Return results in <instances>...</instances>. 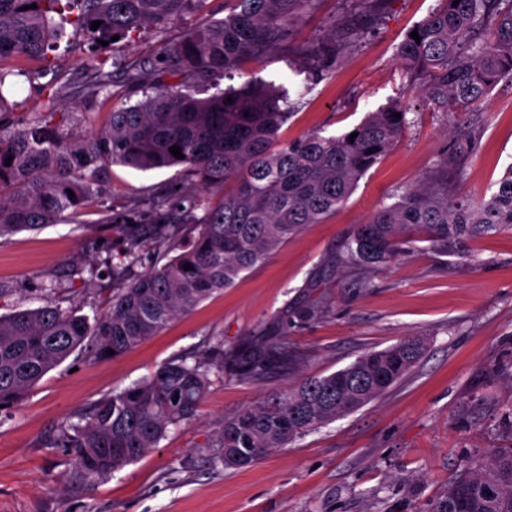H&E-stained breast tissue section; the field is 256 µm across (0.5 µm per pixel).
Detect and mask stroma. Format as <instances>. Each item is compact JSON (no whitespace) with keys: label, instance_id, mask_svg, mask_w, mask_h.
<instances>
[{"label":"stroma","instance_id":"35a3bbf8","mask_svg":"<svg viewBox=\"0 0 512 512\" xmlns=\"http://www.w3.org/2000/svg\"><path fill=\"white\" fill-rule=\"evenodd\" d=\"M438 5L387 0L366 39L316 79L304 51L354 20L350 0H320L293 26L287 47L221 78L224 89L253 78L301 97L280 130L283 142L318 131L341 134L398 97L410 107L407 126L325 222L305 226L232 287L127 353L97 359L76 350L16 409L0 412V512H432L466 460L512 448V232L465 241L454 255L419 240L409 254L372 272L335 263L356 225L452 154L465 123H474L477 145L457 163L455 197H489L512 165V81H500L479 111L435 112L398 60L405 34ZM201 21V14L185 13L164 32L147 31L105 55L141 65L155 59L160 42L177 40ZM86 56L83 35L67 29L55 70L45 77L59 107L78 105L80 136L100 129L108 112L80 90ZM48 93L19 76L8 98L32 112ZM192 184L178 166L141 172L116 165L106 195L118 214L137 205L138 223L147 224L152 213L144 199H166ZM125 245L118 228L93 209L77 224L63 217L15 234L0 245V313L60 299L77 314L94 316L112 290L98 271ZM306 301L325 302L328 315L288 322ZM266 336L282 337L302 354L305 376L328 375L366 351L412 336L423 338L426 350L375 401L246 469L225 467L208 443L225 415L283 391L290 376L274 373L260 383L215 379L196 422L170 429L152 453L93 482L82 477L73 449L51 446L63 422L160 364L220 339Z\"/></svg>","mask_w":512,"mask_h":512}]
</instances>
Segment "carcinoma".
<instances>
[{"mask_svg": "<svg viewBox=\"0 0 512 512\" xmlns=\"http://www.w3.org/2000/svg\"><path fill=\"white\" fill-rule=\"evenodd\" d=\"M318 2L236 0L232 13L204 19L178 42L163 44L159 59L127 71L119 93L112 91L104 63L91 60L84 94L101 96L106 104L118 94L120 102L103 128L77 137L72 113L58 111L52 95L44 111L25 112L11 126L1 122L9 108L4 90L19 75L2 62L35 58L50 69L49 55L60 36L57 18L83 32L96 57L106 50L100 41L113 46L112 37L131 40L149 27L161 33L187 11L204 12L208 0H0L1 240L94 206L101 208L104 223H112L113 207L105 204L102 187L114 165L140 171L181 166L197 178L175 211H162L160 201L151 200L154 223L122 229L130 264L147 244H175L180 253L133 277L126 275L129 264L106 266L118 287L93 318L59 300L0 315V406H17L76 349L88 348L96 358L109 357V349L120 356L232 286L305 225L320 224L336 212L394 145L406 126L407 107L400 101L367 113L343 134L311 133L280 145L279 131L299 101L252 80L208 94L217 76L287 43L293 24ZM453 2L441 0L415 26L420 40L405 36L398 57L419 81L426 105L437 112H474L495 85L512 80V0ZM94 21L101 22L96 30ZM357 38V32L332 34L312 48L315 70L338 62ZM172 146L184 158L173 156ZM229 183L232 193L210 196ZM182 223L196 231L185 244ZM411 226L424 233L431 248L449 255L466 238L512 231V166L489 198L472 202L449 194L448 158L441 159L419 186L355 227L339 263L373 270L394 261L403 254ZM186 264L192 269H184ZM326 313L323 305L305 303L294 317L306 324ZM424 351L422 339L407 338L369 350L329 375L301 377L257 405L224 416L210 445L213 455L226 466L249 467L380 397ZM301 359L276 336L219 340L212 353L170 360L146 379L104 395L77 422L61 426L57 442L74 449L87 479L110 474L159 447L170 428L197 420L211 376L262 382L274 371L291 373ZM434 512H512V449L469 461Z\"/></svg>", "mask_w": 512, "mask_h": 512, "instance_id": "carcinoma-1", "label": "carcinoma"}]
</instances>
